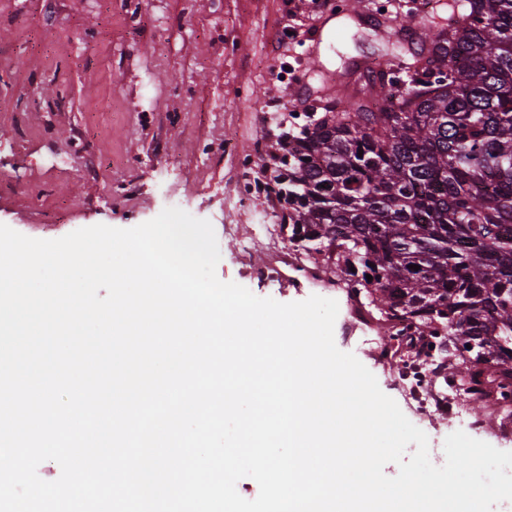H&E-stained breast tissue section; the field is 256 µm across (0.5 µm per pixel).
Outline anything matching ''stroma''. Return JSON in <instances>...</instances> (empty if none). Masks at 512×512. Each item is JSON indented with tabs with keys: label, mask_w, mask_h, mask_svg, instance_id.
Here are the masks:
<instances>
[{
	"label": "stroma",
	"mask_w": 512,
	"mask_h": 512,
	"mask_svg": "<svg viewBox=\"0 0 512 512\" xmlns=\"http://www.w3.org/2000/svg\"><path fill=\"white\" fill-rule=\"evenodd\" d=\"M344 2L330 21L328 0H0V224L46 240L132 228L173 197L211 222L221 281L301 301L249 276L284 205L239 201L235 183L242 157L272 165L282 116L328 99L333 74L398 55ZM290 9L322 30L314 68L283 32Z\"/></svg>",
	"instance_id": "obj_1"
}]
</instances>
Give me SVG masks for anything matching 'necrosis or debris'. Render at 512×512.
<instances>
[{
  "label": "necrosis or debris",
  "instance_id": "4bbe7bcc",
  "mask_svg": "<svg viewBox=\"0 0 512 512\" xmlns=\"http://www.w3.org/2000/svg\"><path fill=\"white\" fill-rule=\"evenodd\" d=\"M262 273L273 279L288 278L308 294L336 293L355 343L363 346L377 362L396 365L397 372L391 383L418 420H429L434 412L442 410L451 400L459 408L458 419L467 420L464 411L469 398L467 391L447 386L434 375L433 364L438 354L419 340L413 328L401 323L395 327L393 336L378 335L377 327L367 315L361 299L353 295L345 283H333L331 273L308 264L298 255H289L284 266H265ZM467 422L469 429L480 427L477 421Z\"/></svg>",
  "mask_w": 512,
  "mask_h": 512
}]
</instances>
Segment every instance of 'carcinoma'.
<instances>
[{"instance_id":"1","label":"carcinoma","mask_w":512,"mask_h":512,"mask_svg":"<svg viewBox=\"0 0 512 512\" xmlns=\"http://www.w3.org/2000/svg\"><path fill=\"white\" fill-rule=\"evenodd\" d=\"M368 72L280 143V228L362 292L384 335L398 322L475 342L436 371L480 410L512 382V0H463L411 56Z\"/></svg>"}]
</instances>
